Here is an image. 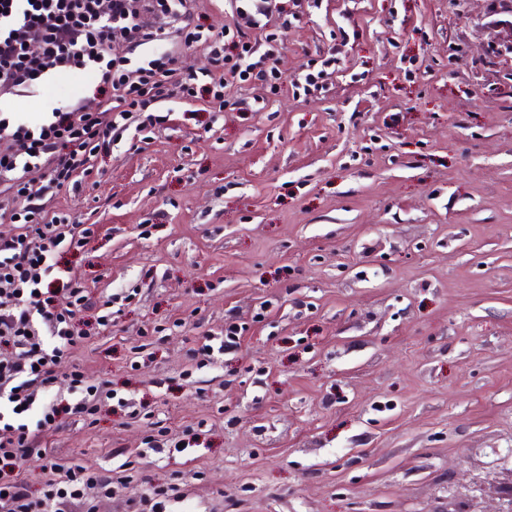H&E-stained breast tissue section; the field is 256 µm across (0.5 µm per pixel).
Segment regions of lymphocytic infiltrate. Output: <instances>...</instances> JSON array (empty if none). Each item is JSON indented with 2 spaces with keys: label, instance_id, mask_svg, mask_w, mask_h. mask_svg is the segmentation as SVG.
Masks as SVG:
<instances>
[{
  "label": "lymphocytic infiltrate",
  "instance_id": "obj_1",
  "mask_svg": "<svg viewBox=\"0 0 512 512\" xmlns=\"http://www.w3.org/2000/svg\"><path fill=\"white\" fill-rule=\"evenodd\" d=\"M192 0H0V197L16 204L0 235V512H95L112 478L92 465L62 466L47 434L94 417L114 392L60 359L92 338L79 323L94 304L74 255L98 231L65 213L59 198L102 174L115 138L157 123L169 101L199 112L255 111L243 82L276 88L291 24L284 0H224L229 20L214 31L191 23ZM182 47L208 50L205 81L184 72ZM127 43L138 59L114 54ZM95 71L91 96L61 101L37 122L5 111L56 75ZM67 381L68 394L55 391ZM42 459L32 487L23 468Z\"/></svg>",
  "mask_w": 512,
  "mask_h": 512
}]
</instances>
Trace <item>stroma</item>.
Returning a JSON list of instances; mask_svg holds the SVG:
<instances>
[{"label": "stroma", "mask_w": 512, "mask_h": 512, "mask_svg": "<svg viewBox=\"0 0 512 512\" xmlns=\"http://www.w3.org/2000/svg\"><path fill=\"white\" fill-rule=\"evenodd\" d=\"M512 0H318L280 68L337 53L327 90L249 96L123 134L59 206L102 230L96 305L137 295L62 358L195 446L139 456L112 405L50 437L63 466L123 448L170 512H503L512 497ZM96 75L7 111L40 120ZM222 362L190 352L230 316ZM147 491L149 499L154 501L151 509L155 511L151 512H167L166 503L178 499L181 496V490L178 484L151 486Z\"/></svg>", "instance_id": "35a3bbf8"}]
</instances>
